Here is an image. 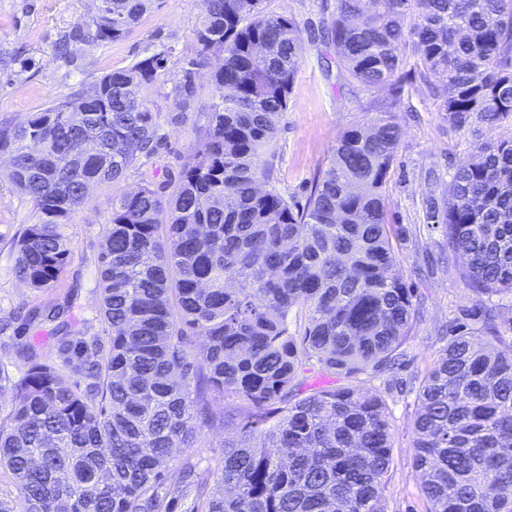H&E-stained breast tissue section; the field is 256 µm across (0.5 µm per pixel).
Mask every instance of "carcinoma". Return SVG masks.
<instances>
[{
    "label": "carcinoma",
    "instance_id": "carcinoma-1",
    "mask_svg": "<svg viewBox=\"0 0 512 512\" xmlns=\"http://www.w3.org/2000/svg\"><path fill=\"white\" fill-rule=\"evenodd\" d=\"M262 2L208 0L198 65L222 59L171 198L144 185L112 199L97 266L103 334L75 328L66 304L28 312L30 325L53 324L55 352L22 345L20 375H0L11 391L0 472L18 491L0 512H173L186 497L192 512H385L388 406L360 376L390 366L416 307L384 195L410 45L448 124L475 126L471 159L428 219L465 258L476 296L512 291V135L482 139L512 127V0H336L325 31L337 70L387 98L344 131L303 205L262 189L303 50L297 22ZM152 3L96 0L94 28L75 38L119 40ZM167 60L157 51L0 130L36 219L14 244L28 287H54L72 262L64 225L90 187L155 151L145 90ZM309 373L335 384L304 396ZM234 400L245 402L235 418L213 413ZM199 420L238 433L211 478L189 461L167 468ZM412 433L427 512H512V309L486 308L451 337L419 382Z\"/></svg>",
    "mask_w": 512,
    "mask_h": 512
}]
</instances>
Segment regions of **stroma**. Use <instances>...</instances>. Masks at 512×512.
I'll use <instances>...</instances> for the list:
<instances>
[{
	"mask_svg": "<svg viewBox=\"0 0 512 512\" xmlns=\"http://www.w3.org/2000/svg\"><path fill=\"white\" fill-rule=\"evenodd\" d=\"M95 0H0V129L27 120L57 97L92 90L106 73L131 68L153 51L168 49L166 68L147 91L148 105L158 112L159 139L154 155L140 159L115 184L94 188L85 208L66 225L75 258L54 288L36 292L15 273L13 241L33 221V208L9 181L0 165V369L18 376L14 351L22 344L52 353L48 330L27 327L28 309L72 298L73 321L100 332L97 256L112 200L151 182L167 196L174 192L191 161L190 147L207 121L212 86L208 66L198 64L195 31L205 14L204 0H157L131 32L112 42L70 45L71 59L55 47L73 30L91 25ZM266 12L294 18L303 42L288 109L273 142L277 177L274 186L285 198L305 202L310 180L333 156L341 134L362 122V107L383 100L385 91L352 88L331 61L333 51L321 28L336 9V0H264ZM405 96L396 119L402 128L399 150L384 187L388 219L400 235L396 241L399 270L418 292L417 311L396 365L363 377L366 391L379 393L389 406L394 439L385 489L386 512H425L419 478L413 466L412 424L422 375L448 345L450 328L470 324L479 304L512 306V292L475 296L466 287L463 261L448 247L441 225L427 217L428 196L442 197L456 168L468 161L474 137L471 127L454 128L437 112L419 73L405 69ZM192 81L194 97L183 112L173 109L177 86ZM224 429L200 426L193 447L174 449L168 463L190 461L211 474L224 457Z\"/></svg>",
	"mask_w": 512,
	"mask_h": 512,
	"instance_id": "stroma-1",
	"label": "stroma"
}]
</instances>
